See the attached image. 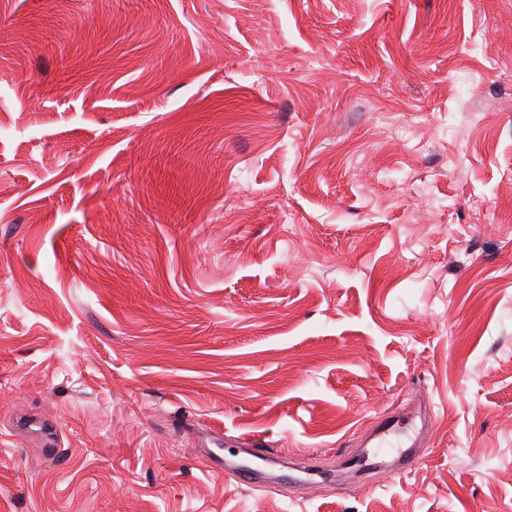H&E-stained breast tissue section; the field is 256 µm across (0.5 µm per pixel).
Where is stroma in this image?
I'll return each instance as SVG.
<instances>
[{"mask_svg": "<svg viewBox=\"0 0 512 512\" xmlns=\"http://www.w3.org/2000/svg\"><path fill=\"white\" fill-rule=\"evenodd\" d=\"M0 512H512V0H0ZM423 407L425 416L423 423L424 426L421 433L422 435L420 439L415 440L411 445L407 447L411 449L399 455L396 460L397 466L395 468L391 467L389 469V473L393 474L394 476H400L408 473L419 462L420 453L417 448L426 447L423 444V440L427 438L429 439L432 434L431 403L429 401L423 400ZM407 407L394 405L376 418L372 438L377 440L376 448L392 447L393 436L409 425ZM15 426L19 429H32L36 427L43 447L47 448V451L50 453L54 452L55 448L58 446V428L55 424L46 419L38 420L30 416H19L16 418ZM200 447L207 448V453L212 455V471L224 474L229 480L238 484H244L251 487H283L288 484L282 476H269L262 470L250 466H243L234 463L224 462V454H219L209 448H216L218 451H224V432L221 430L210 429L203 435Z\"/></svg>", "mask_w": 512, "mask_h": 512, "instance_id": "35a3bbf8", "label": "stroma"}]
</instances>
